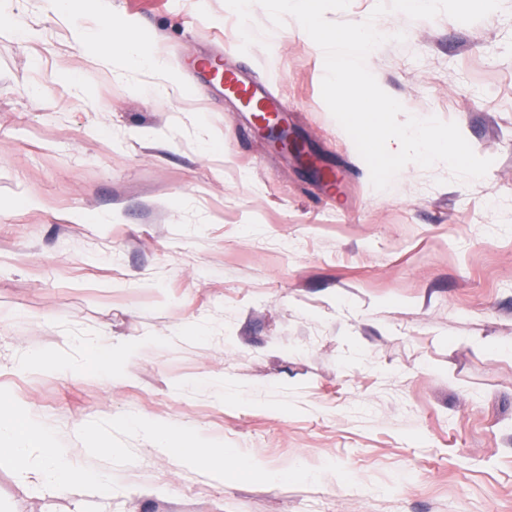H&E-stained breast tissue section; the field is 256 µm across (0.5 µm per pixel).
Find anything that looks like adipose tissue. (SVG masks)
<instances>
[{"mask_svg":"<svg viewBox=\"0 0 512 512\" xmlns=\"http://www.w3.org/2000/svg\"><path fill=\"white\" fill-rule=\"evenodd\" d=\"M32 438V425L20 405L0 407V458L13 465L17 480L23 488L33 491L44 489L60 494L79 484L87 493H95L101 480L100 475L73 469L68 449L43 448L40 465L30 466L28 453Z\"/></svg>","mask_w":512,"mask_h":512,"instance_id":"obj_1","label":"adipose tissue"}]
</instances>
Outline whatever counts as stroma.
I'll return each instance as SVG.
<instances>
[{"label": "stroma", "instance_id": "obj_1", "mask_svg": "<svg viewBox=\"0 0 512 512\" xmlns=\"http://www.w3.org/2000/svg\"><path fill=\"white\" fill-rule=\"evenodd\" d=\"M0 31V401L15 400L94 494L23 491L0 512H512V0L401 32L366 59L406 114L456 122L485 177L406 165L387 190L321 96L293 17L239 50L225 0H13ZM165 61L102 64L75 27ZM241 63L340 193L225 103L197 56ZM134 347L114 371L81 341ZM56 364L26 366L31 355ZM208 436L209 471L126 417ZM112 449V457L97 448Z\"/></svg>", "mask_w": 512, "mask_h": 512}]
</instances>
